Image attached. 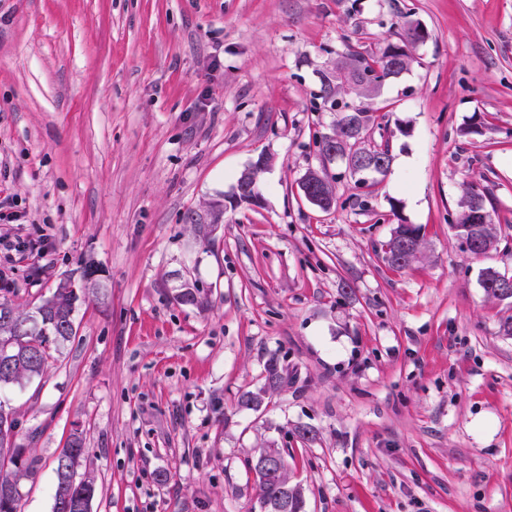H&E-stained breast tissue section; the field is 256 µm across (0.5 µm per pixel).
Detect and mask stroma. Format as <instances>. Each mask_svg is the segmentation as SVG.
Wrapping results in <instances>:
<instances>
[{
	"mask_svg": "<svg viewBox=\"0 0 512 512\" xmlns=\"http://www.w3.org/2000/svg\"><path fill=\"white\" fill-rule=\"evenodd\" d=\"M406 20L427 38L367 100L366 142L393 155L368 194L320 155V79ZM263 153V206L233 203ZM311 169L335 179L329 212L302 196ZM468 184L500 239L479 258L450 226ZM4 197L0 234L52 241L18 257L16 303L98 270L71 341L0 391L20 512H52L76 431L91 512H259L246 462L268 444L304 512H512V299L481 284L512 274V0H0ZM217 200L207 245L188 217ZM400 223L422 257L398 271L381 246ZM273 357L287 383L239 408ZM506 280L511 282V291H512V275H508L507 273H501L498 270L488 268L483 274L482 285L485 289L486 294L489 297H492L496 300L503 301L507 300L503 297V285L506 283Z\"/></svg>",
	"mask_w": 512,
	"mask_h": 512,
	"instance_id": "35a3bbf8",
	"label": "stroma"
}]
</instances>
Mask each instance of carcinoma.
Instances as JSON below:
<instances>
[{"label": "carcinoma", "mask_w": 512, "mask_h": 512, "mask_svg": "<svg viewBox=\"0 0 512 512\" xmlns=\"http://www.w3.org/2000/svg\"><path fill=\"white\" fill-rule=\"evenodd\" d=\"M398 36L400 42L389 43L381 50L348 54L343 69L336 71L334 75L323 76L318 97L339 108L336 131L332 138L336 140L337 149L343 157L353 159L370 153L386 165L392 164L388 143L375 144L368 148L357 146L370 125L375 122L372 113L362 105L342 107L340 99L351 94L364 96L372 91L370 87L353 82L361 70L375 74V78L382 83L394 77L393 52L402 51V64L408 65L410 55L406 47L425 41L427 34L417 32L414 23L407 21ZM484 200L483 192L476 190L473 185L466 186L461 199L462 210L453 224L460 249L474 257L485 255L498 244L492 224H472L469 221L468 212L475 207L485 208ZM420 257V229L411 224L397 225L385 244L384 260L389 266L401 269L418 261ZM95 273L96 270L92 266L86 265L77 278L72 274L64 275L52 295L31 313L23 312L19 305L8 297L10 289H4V294L0 296V389L20 384L44 372L52 352L73 336L77 304L81 297L86 295V290L91 288ZM508 280L512 282V275L488 268L483 274L482 285L488 296L502 301L503 285ZM177 299L183 304L198 308H205L208 305L207 294L201 288H183L178 292ZM23 323L29 324L31 330L20 336L15 332V327ZM266 372V383L263 388L240 394V407L253 410L260 408L267 393L276 390L285 382L282 369L276 360L269 361ZM16 428V418L0 401V512H18L20 502L16 477L1 472L5 461L12 462L20 455V449L12 444ZM67 452L70 453L69 463L64 464L60 458H55L56 484L52 512H64L59 508L60 503L74 498L85 500V509L89 512L96 493L94 478L84 476L74 479L78 466L89 453L81 435H71L67 448L62 450L64 454ZM249 470L255 474L259 501L276 500L288 489L293 498V512H304L303 489L297 484H291L287 473H282L281 479L276 481L252 466Z\"/></svg>", "instance_id": "cac0c4a2"}]
</instances>
